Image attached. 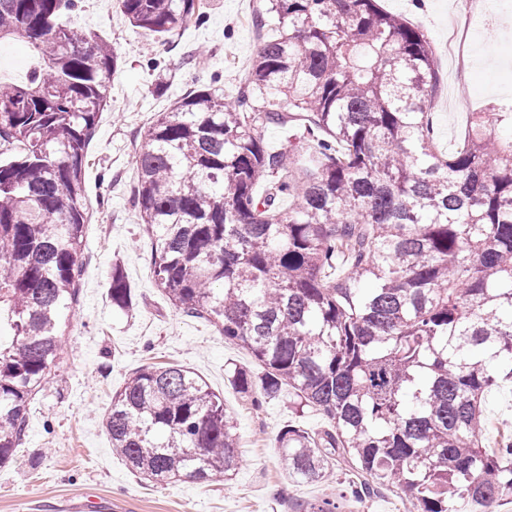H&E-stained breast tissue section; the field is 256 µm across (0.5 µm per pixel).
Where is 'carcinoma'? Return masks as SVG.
<instances>
[{"instance_id":"carcinoma-1","label":"carcinoma","mask_w":512,"mask_h":512,"mask_svg":"<svg viewBox=\"0 0 512 512\" xmlns=\"http://www.w3.org/2000/svg\"><path fill=\"white\" fill-rule=\"evenodd\" d=\"M172 37L203 0H118ZM77 0H0V41L23 40L25 81L0 83V466L63 350L87 214L84 172L118 54L63 17ZM262 43L236 95L201 86L153 121L132 192L157 288L246 349L227 370L255 404L288 388L329 422L279 433L288 481L358 479L305 512H342L383 487L412 512H493L512 497V438L484 448L483 404L512 381V112H474L452 153L433 143L438 71L417 27L379 0H266ZM270 124L294 129L269 148ZM288 208H283V202ZM112 307L134 302L112 264ZM113 451L144 479L229 481L240 436L224 401L178 364L134 372L112 396Z\"/></svg>"}]
</instances>
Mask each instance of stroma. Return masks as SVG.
Returning <instances> with one entry per match:
<instances>
[{"label": "stroma", "mask_w": 512, "mask_h": 512, "mask_svg": "<svg viewBox=\"0 0 512 512\" xmlns=\"http://www.w3.org/2000/svg\"><path fill=\"white\" fill-rule=\"evenodd\" d=\"M264 0H207L204 24L189 25L163 41L132 27L118 0H81L69 27L94 31L119 54L88 148L84 205V273L78 302L65 322L63 352L48 382L30 402L27 429L11 461L0 467V512H53L65 497H90L98 512H298V505L335 495L346 471L314 484H292L279 467L277 437L289 422L319 432L327 420L306 410L296 416L287 397L255 407L228 382V368L257 370L245 349L225 342L206 320L186 316L154 283L150 244L131 204L133 156L158 113L195 85L216 82L225 95L244 83L262 42L275 35L254 17ZM486 0L470 40V65L458 73L444 42L455 0H382V7L418 27L436 57L439 84L432 111L436 148L453 151L470 116L512 102V24L502 27V5ZM120 261L136 308L112 307L113 261ZM179 364L200 376L224 400L241 437V466L228 482L179 480L156 484L131 472L112 451L105 414L114 392L133 372ZM486 445L500 430L512 431V382L493 389L485 402Z\"/></svg>", "instance_id": "stroma-1"}]
</instances>
